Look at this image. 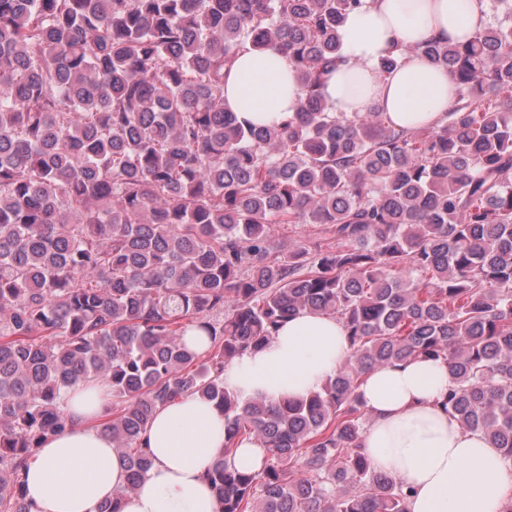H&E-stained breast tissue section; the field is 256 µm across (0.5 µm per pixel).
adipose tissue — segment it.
Wrapping results in <instances>:
<instances>
[{
  "label": "adipose tissue",
  "instance_id": "ef3b65f1",
  "mask_svg": "<svg viewBox=\"0 0 512 512\" xmlns=\"http://www.w3.org/2000/svg\"><path fill=\"white\" fill-rule=\"evenodd\" d=\"M488 21L487 0H365L346 13L339 33L344 61L324 97L333 112L379 108L397 125H432L456 95L448 72L411 57L387 74L381 59L427 40L458 43ZM303 97L287 55L241 50L224 84V106L238 119L274 125ZM348 355L342 323L304 311L261 350L224 367V385L241 398L301 399L333 376ZM451 372L445 360L411 359L375 367L358 389L370 416L362 446L373 467L409 491V512H501L512 496V466L478 432L465 430L439 401ZM103 388L72 391L68 424L47 439L25 475L32 512H95L120 497L121 512H218L203 474L224 454V415L197 394L158 407L145 438L153 464L125 493L123 458L100 424Z\"/></svg>",
  "mask_w": 512,
  "mask_h": 512
}]
</instances>
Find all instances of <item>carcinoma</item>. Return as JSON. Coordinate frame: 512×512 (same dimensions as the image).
I'll use <instances>...</instances> for the list:
<instances>
[{
  "mask_svg": "<svg viewBox=\"0 0 512 512\" xmlns=\"http://www.w3.org/2000/svg\"><path fill=\"white\" fill-rule=\"evenodd\" d=\"M491 2L504 19L468 40L381 62L456 84L407 129L325 103L362 0H0V512H31L24 468L92 382L128 492L158 406L197 393L224 413L219 512H409L362 452L357 389L411 358L448 361L440 406L512 464V0ZM247 44L280 49L303 90L272 127L224 108ZM282 224L319 235L284 252ZM305 310L345 328L334 376L279 402L224 387ZM251 436L257 473L231 464Z\"/></svg>",
  "mask_w": 512,
  "mask_h": 512,
  "instance_id": "cac0c4a2",
  "label": "carcinoma"
}]
</instances>
